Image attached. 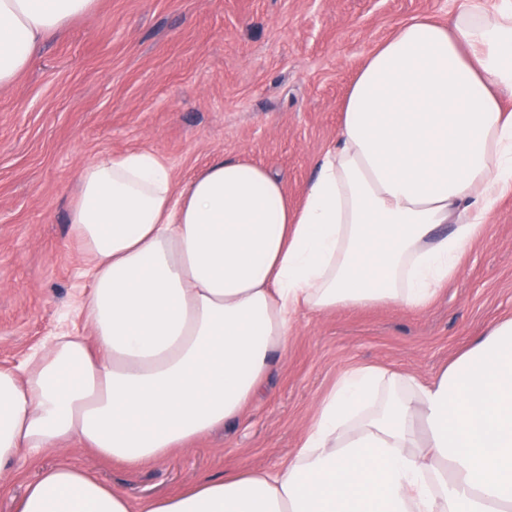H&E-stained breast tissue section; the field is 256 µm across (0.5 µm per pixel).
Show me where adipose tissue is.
Listing matches in <instances>:
<instances>
[{"label":"adipose tissue","mask_w":512,"mask_h":512,"mask_svg":"<svg viewBox=\"0 0 512 512\" xmlns=\"http://www.w3.org/2000/svg\"><path fill=\"white\" fill-rule=\"evenodd\" d=\"M97 0H0V87ZM512 0H463L370 49L302 202L220 156L183 184L132 149L81 167L68 213L87 286L61 334L0 368V478L78 442L135 468L237 417L300 313L432 304L512 193ZM17 512H512V317L434 380L345 370L288 464L132 503L72 465Z\"/></svg>","instance_id":"adipose-tissue-1"}]
</instances>
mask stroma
Returning a JSON list of instances; mask_svg holds the SVG:
<instances>
[{
  "instance_id": "35a3bbf8",
  "label": "stroma",
  "mask_w": 512,
  "mask_h": 512,
  "mask_svg": "<svg viewBox=\"0 0 512 512\" xmlns=\"http://www.w3.org/2000/svg\"><path fill=\"white\" fill-rule=\"evenodd\" d=\"M458 0H97L0 87V365L65 329L78 252L68 204L103 153L157 152L184 183L219 155L273 171L300 203L333 144L343 100L372 45L403 21H447ZM436 301L300 314L258 395L234 421L131 469L80 443L14 464L0 512L72 463L133 501L225 471L287 464L319 401L347 368L434 377L490 323L512 317V193Z\"/></svg>"
}]
</instances>
